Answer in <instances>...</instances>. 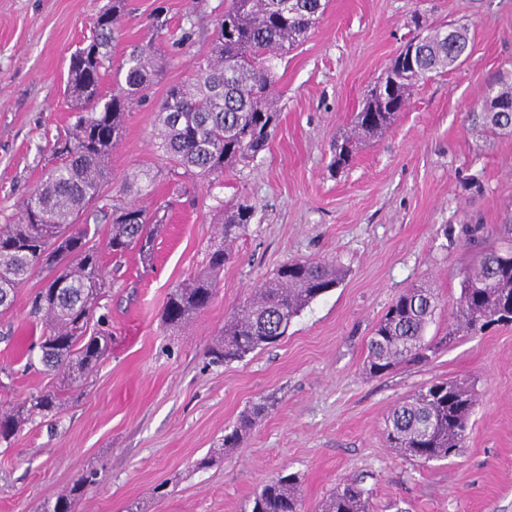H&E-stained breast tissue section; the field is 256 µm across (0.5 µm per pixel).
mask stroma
I'll use <instances>...</instances> for the list:
<instances>
[{"instance_id":"35a3bbf8","label":"stroma","mask_w":512,"mask_h":512,"mask_svg":"<svg viewBox=\"0 0 512 512\" xmlns=\"http://www.w3.org/2000/svg\"><path fill=\"white\" fill-rule=\"evenodd\" d=\"M108 3L0 0V216L16 215L53 165L54 137L72 119L69 59ZM160 4L170 29L190 25L194 35L126 117L104 189L120 202L125 179L157 163L156 107L208 52L224 8V0L197 13L192 0H128L113 66L150 37ZM417 15L429 27L470 23L465 62L419 84L390 129L332 172L333 143L415 35ZM271 65L282 112L265 151L210 182L178 191L160 177L148 187L144 204H170L150 267L133 254L112 258L109 222L100 220L112 350L64 411L0 446V512H36L90 469L100 479L76 512H251L255 493L281 473L300 476L305 512H319L346 478L369 490L375 512H512V324L439 343L463 269L481 249L512 240V135L486 136L470 117L495 79L512 74V0H330L307 39ZM241 199L256 213L213 302L189 325L166 328L168 293L204 269L226 209ZM291 259H334L345 275L278 343L212 363L225 318ZM419 282L439 299L425 331L438 350L428 362L370 376L364 361L376 323ZM40 286L32 276L0 314V366L12 372L0 406L53 384L26 367L42 333L31 312ZM448 378L478 393L463 448L430 462L390 448L394 405ZM263 398L272 410L238 448L223 450L226 429ZM206 456L209 467L197 468Z\"/></svg>"}]
</instances>
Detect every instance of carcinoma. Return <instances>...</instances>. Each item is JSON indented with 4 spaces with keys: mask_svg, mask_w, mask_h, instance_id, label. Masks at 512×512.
Here are the masks:
<instances>
[{
    "mask_svg": "<svg viewBox=\"0 0 512 512\" xmlns=\"http://www.w3.org/2000/svg\"><path fill=\"white\" fill-rule=\"evenodd\" d=\"M329 0H225L217 18L209 55L196 62L193 77L171 86L158 111L157 139L162 153L158 173L180 187L187 179L211 180L224 170L265 150L280 123L270 57L302 43L324 15ZM127 0H110L93 20L88 43L71 55L68 91L75 122L57 135L56 164L29 193L17 217L0 224V312L12 307L19 288L33 272L44 281L34 295L32 312L43 315L39 349L43 372L57 377L55 388L32 394L22 403L0 409V444L11 441L39 416L57 413L109 355L112 330L100 302L109 287L93 244L98 213L111 217L107 246L114 257L138 254L152 263L155 242L167 221L166 205L150 210L133 200L95 210L102 185L110 178V156L119 142L128 112L145 97L163 72L159 44L182 46L193 30L175 35L164 7L152 17L153 38L135 45L123 64L117 87L104 92L112 63V46ZM470 25L459 23L448 40V26L428 29L420 63L429 73L448 69L451 43L465 49ZM390 91L368 94L352 127L333 148L331 167H347L357 144L381 137L407 105L418 80L387 71ZM472 120L491 135L512 134V112H496L483 103ZM254 207L240 204L217 232L222 244L207 253L206 270L176 285L162 314L166 327L179 329L206 310L216 294L218 276L232 257L234 242L246 232ZM342 278L335 260L292 259L254 290L250 300L224 321L220 338L210 348L217 362L228 363L274 344L291 321ZM438 307L433 290L413 285L399 294L376 324L368 345L366 370L385 375L401 365L429 359L436 345L425 331ZM512 322V246L486 249L460 284V295L448 312V332L440 340ZM476 405L472 388L452 380H434L398 403L387 423L389 447L424 461L456 453ZM266 400L243 414L224 434L222 448L238 447L240 438L268 412ZM97 472L79 476L49 502L43 512H75L76 502L96 484ZM251 512H302L301 479L280 474L262 485ZM321 512H371L369 492L356 482L338 484Z\"/></svg>",
    "mask_w": 512,
    "mask_h": 512,
    "instance_id": "obj_1",
    "label": "carcinoma"
}]
</instances>
